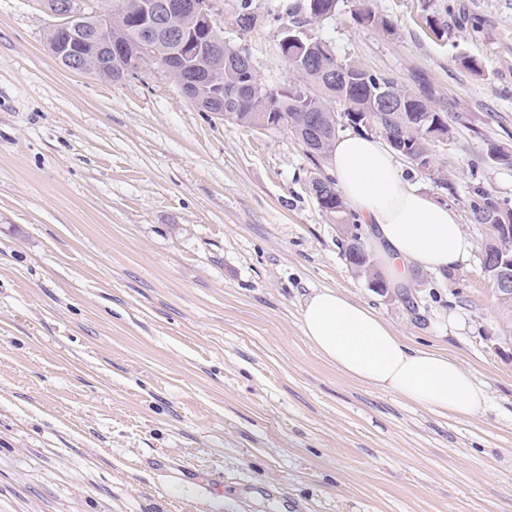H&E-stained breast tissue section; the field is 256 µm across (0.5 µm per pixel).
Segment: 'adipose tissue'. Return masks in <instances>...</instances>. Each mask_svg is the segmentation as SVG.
Wrapping results in <instances>:
<instances>
[{
  "label": "adipose tissue",
  "instance_id": "ef3b65f1",
  "mask_svg": "<svg viewBox=\"0 0 512 512\" xmlns=\"http://www.w3.org/2000/svg\"><path fill=\"white\" fill-rule=\"evenodd\" d=\"M337 190L367 230L388 287L416 271L446 272L472 243L457 212L404 179L388 146L360 133L339 136L330 161ZM309 344L345 376L459 419L479 415L488 396L447 353L411 344L367 304L333 289L313 292L302 312Z\"/></svg>",
  "mask_w": 512,
  "mask_h": 512
}]
</instances>
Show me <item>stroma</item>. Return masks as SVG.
Segmentation results:
<instances>
[{
  "instance_id": "stroma-1",
  "label": "stroma",
  "mask_w": 512,
  "mask_h": 512,
  "mask_svg": "<svg viewBox=\"0 0 512 512\" xmlns=\"http://www.w3.org/2000/svg\"><path fill=\"white\" fill-rule=\"evenodd\" d=\"M293 0H218L227 45L273 88ZM339 0L315 22L338 57L426 79L450 137L406 178L473 248L370 287L310 190L330 163L283 130L201 112L151 64L119 81L52 55L46 0H0V512H512V317L484 273L483 190L512 209V0ZM443 22L434 36L428 20ZM475 58L480 71L457 61ZM338 289L411 343L448 351L489 395L446 418L344 376L301 329Z\"/></svg>"
}]
</instances>
